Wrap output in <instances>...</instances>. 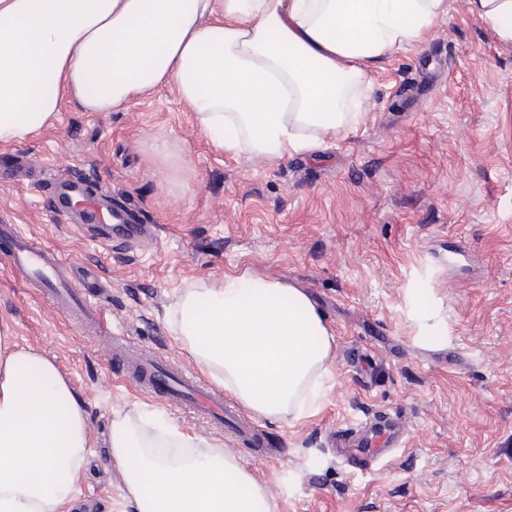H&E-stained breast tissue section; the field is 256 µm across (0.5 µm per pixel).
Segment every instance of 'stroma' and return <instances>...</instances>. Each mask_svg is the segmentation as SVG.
<instances>
[{
    "label": "stroma",
    "mask_w": 512,
    "mask_h": 512,
    "mask_svg": "<svg viewBox=\"0 0 512 512\" xmlns=\"http://www.w3.org/2000/svg\"><path fill=\"white\" fill-rule=\"evenodd\" d=\"M365 123L315 154L248 164L214 148L173 87L119 112L63 103L0 166L43 161L160 228L105 246L50 189L0 183V221L108 284L111 338L200 375L165 314L180 288L251 269L303 290L335 338L320 406L257 420L255 443L146 394L0 253V321L55 357L86 403L92 454L74 512H133L108 455L112 412L142 413L237 452L277 512H512V39L448 0L428 38L370 70ZM401 419L400 448L364 466L329 435Z\"/></svg>",
    "instance_id": "1"
}]
</instances>
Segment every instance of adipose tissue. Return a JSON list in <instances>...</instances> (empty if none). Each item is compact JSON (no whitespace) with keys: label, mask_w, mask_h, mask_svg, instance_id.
I'll return each instance as SVG.
<instances>
[{"label":"adipose tissue","mask_w":512,"mask_h":512,"mask_svg":"<svg viewBox=\"0 0 512 512\" xmlns=\"http://www.w3.org/2000/svg\"><path fill=\"white\" fill-rule=\"evenodd\" d=\"M446 0H0V144L70 102L113 112L174 85L218 149L318 151L372 109L366 67L422 41ZM168 323L203 372L261 419L301 417L334 336L294 285L243 271L181 288ZM84 402L53 358L0 331V512H60L90 453ZM109 455L135 512H275L222 444L112 414Z\"/></svg>","instance_id":"adipose-tissue-1"}]
</instances>
